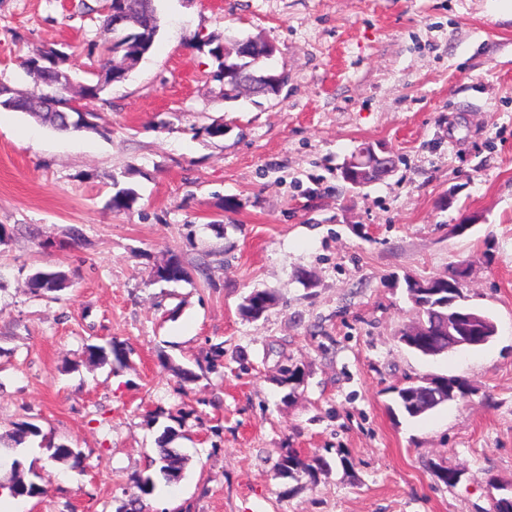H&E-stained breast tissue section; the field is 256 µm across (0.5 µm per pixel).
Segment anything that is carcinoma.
Instances as JSON below:
<instances>
[{
  "label": "carcinoma",
  "instance_id": "1",
  "mask_svg": "<svg viewBox=\"0 0 512 512\" xmlns=\"http://www.w3.org/2000/svg\"><path fill=\"white\" fill-rule=\"evenodd\" d=\"M128 12L137 22V25L129 28H122L112 42L105 47L103 63L99 70L88 73V77L79 83V94L83 99L103 100V95L114 83H122L126 77L122 75V64L130 60L132 62L141 59L149 53L160 34V17L153 5V0H126ZM208 47V54L212 58L216 69L211 72L214 81L224 83V100H234L237 95L236 83L230 78V72L237 67H246L254 76L257 95L270 97L277 96V93L269 92L264 85V77L267 75L265 66L266 55L264 47L259 44H249L245 47L242 57L236 62L224 61L221 43L213 40L201 41L198 47ZM65 58L56 54L54 48L37 49L27 55L21 61V67L27 77L40 88L36 95L20 96L9 86H3L4 94L0 95V107L11 108V103L21 102L29 108L41 112V121L56 129L69 127L78 129L74 123L66 126L61 122L57 112L48 111L40 107V101L48 96L58 98L65 110V104L71 101L68 93L71 87L60 88L56 82V70L62 68ZM116 187L109 205L112 209L120 211L132 207L138 199V193L132 187L120 186L119 181H113ZM465 273L463 265L453 268L448 277H430L423 280H411L407 283V291L410 299L417 309L418 323L424 325V330L418 333L422 343L419 345H408L411 350L425 356L432 355L436 350H442L448 346V334L443 330L444 317L448 313L459 308L466 307L464 297L460 294L453 295L452 287H461V278ZM189 272L176 255H170L162 265L158 266L154 279L165 282H178L186 280ZM67 278L60 271H40L29 280V288L35 292H54L66 288ZM276 304V295L269 290L254 289L246 295L239 306L243 317L256 321L265 316L268 310ZM303 371L298 365H287L280 369L276 384L288 390V395H295L300 387L299 377ZM419 385L408 383L397 393L396 404L398 409L410 416L418 417L426 412V409L412 410L408 406L406 395L416 391ZM38 428L28 422L15 424L13 430L7 437L14 445L19 446L25 443L30 436L38 435ZM184 457L175 448L168 447V440L163 438L158 442L155 455L149 457L148 467L155 469L163 479L169 481L176 477L182 469ZM323 464V459L317 455L305 457L293 449H289L276 463L278 475L288 474L293 478L299 473L309 476L313 475L315 469ZM11 486L16 489L17 497H35L41 488L33 481H26L18 470H13ZM156 483L151 476H139L133 481V491L127 493V499L119 509V512H142L143 498L153 494Z\"/></svg>",
  "mask_w": 512,
  "mask_h": 512
}]
</instances>
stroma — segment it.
Wrapping results in <instances>:
<instances>
[{
  "label": "stroma",
  "instance_id": "35a3bbf8",
  "mask_svg": "<svg viewBox=\"0 0 512 512\" xmlns=\"http://www.w3.org/2000/svg\"><path fill=\"white\" fill-rule=\"evenodd\" d=\"M497 2L155 0L163 30L91 103L98 132L0 109V436L41 430L12 453L41 487L24 512H117L164 437L186 464L146 512H494L512 495V12ZM104 3L0 0V83L34 93L20 62L42 47L83 78L110 38ZM231 33L274 46L279 97L224 101L191 40ZM366 143L397 169L354 188L341 170ZM116 180L132 209L110 208ZM173 253L191 281H154ZM463 261L464 300L496 336L412 351L407 280ZM40 270L67 288L32 293ZM255 288L277 303L251 321ZM111 341L123 359L92 365L87 347ZM286 363L306 374L290 399ZM431 376L471 392L393 410L395 387ZM60 443L80 467L51 460ZM290 448L327 464L277 477Z\"/></svg>",
  "mask_w": 512,
  "mask_h": 512
}]
</instances>
